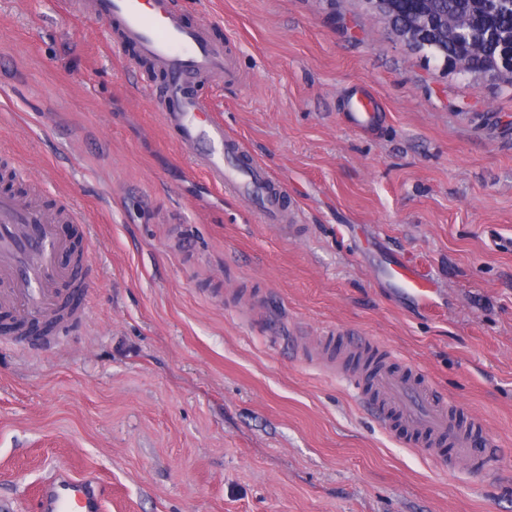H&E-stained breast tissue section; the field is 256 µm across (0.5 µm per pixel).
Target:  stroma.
Listing matches in <instances>:
<instances>
[{
  "label": "stroma",
  "instance_id": "obj_1",
  "mask_svg": "<svg viewBox=\"0 0 512 512\" xmlns=\"http://www.w3.org/2000/svg\"><path fill=\"white\" fill-rule=\"evenodd\" d=\"M69 2L0 0V159L75 211L90 286L57 340L0 334V512L62 469L104 512H512V84L427 60L367 0H182L237 59L204 91L283 189L265 224ZM359 88L369 133L343 118ZM325 336L382 343L476 419L490 476L397 441ZM392 276L400 285L402 293L415 299L424 307L432 304V295L437 288H433L431 281L420 274L413 266L399 265L393 269Z\"/></svg>",
  "mask_w": 512,
  "mask_h": 512
}]
</instances>
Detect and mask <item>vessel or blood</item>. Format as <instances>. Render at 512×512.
I'll use <instances>...</instances> for the list:
<instances>
[{"mask_svg": "<svg viewBox=\"0 0 512 512\" xmlns=\"http://www.w3.org/2000/svg\"><path fill=\"white\" fill-rule=\"evenodd\" d=\"M72 6L106 25L112 53L133 46L140 57L152 61L153 71L137 73L142 83L153 84L154 72L164 74L157 109L177 131L182 153L195 160L209 181L253 200L263 223L286 220L281 187L240 139L225 132L200 91L206 80L233 84L239 79L230 52L211 37L210 23L188 22L175 0H73ZM346 113L350 125L369 129L378 118L377 102L365 93H353ZM64 219V214L0 193V307L22 322L77 318L62 297L72 270L63 258L74 251L56 230ZM392 276L405 295L431 305L433 285L413 266L400 265ZM347 352L345 381L383 426L399 423L403 444L436 451L449 466L462 462L486 472L490 451L475 446L482 434L480 424L454 416L453 401L435 400L427 381L411 369L395 366L393 353L375 342L363 341ZM104 499L105 487L98 477L74 478L61 472L42 486L37 512H102Z\"/></svg>", "mask_w": 512, "mask_h": 512, "instance_id": "obj_1", "label": "vessel or blood"}]
</instances>
